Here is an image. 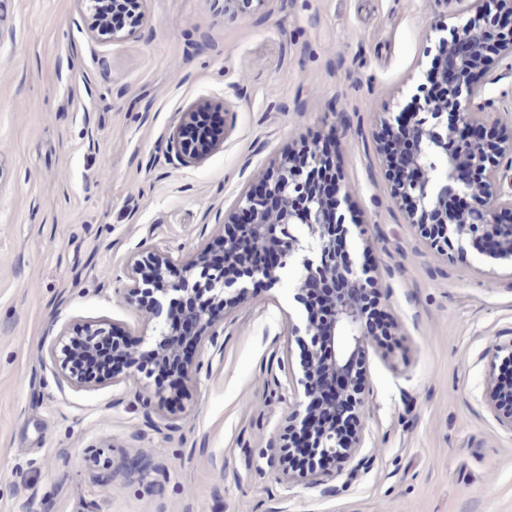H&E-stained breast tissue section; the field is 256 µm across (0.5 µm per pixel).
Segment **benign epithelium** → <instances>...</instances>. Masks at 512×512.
I'll return each mask as SVG.
<instances>
[{
	"mask_svg": "<svg viewBox=\"0 0 512 512\" xmlns=\"http://www.w3.org/2000/svg\"><path fill=\"white\" fill-rule=\"evenodd\" d=\"M82 18L102 43H120L133 27H109L96 12V0H79ZM458 5L454 16L466 15L460 24L444 22L430 26L435 34L438 58L424 73L425 87L412 96L400 112H383L377 123L376 155L385 168L389 194L406 223L412 225L422 244L444 259L464 255L471 248L493 261L512 265V136L504 137L491 103L483 99L479 77L488 73L491 60L510 59L512 70V0H446ZM224 116V105L197 102L181 113L171 134L179 160L200 163L224 144V122L203 124L200 114ZM306 165L297 167L290 151L249 181L218 235L222 249L212 253L208 242L195 253L175 257L150 252L133 261L132 277L146 285L150 300L144 305L145 324L151 334H142L129 346L112 341L101 346L105 336L125 335L112 325L87 324L75 336L64 330L51 348L58 361L59 381L80 389L104 378L109 358L128 362L127 373L145 372L143 357H152L170 372L171 383L151 384L154 395L167 402L189 399V389L201 372L202 344L209 342L213 354L224 350L227 311L248 299L256 302L281 281L288 263L301 260L303 273L297 295L310 291L313 282L326 278L345 284L332 293L322 307L304 311V327L289 326L310 337L303 346L299 373L288 388V433L308 436L319 444L326 458L321 467L300 464L286 454L282 438L270 442V466L288 483L314 487L342 475L366 470L371 457L364 453L367 432L364 423L371 381L366 360L379 351L360 300L362 291L374 290L381 303L388 301L376 265L366 268L336 256V236L354 235L363 220L356 213L345 216L349 188L342 176L327 172L326 192H305V185L320 174L321 158L316 143L301 149ZM430 154L442 163L438 183H433L426 163ZM278 242L277 260L251 266L250 276L226 291L227 271L238 267L244 256L266 251ZM487 355L490 367L482 400L497 422L512 432V381L500 368L512 363V339L494 341ZM345 413L355 421L349 434H341L326 422L331 413Z\"/></svg>",
	"mask_w": 512,
	"mask_h": 512,
	"instance_id": "1",
	"label": "benign epithelium"
}]
</instances>
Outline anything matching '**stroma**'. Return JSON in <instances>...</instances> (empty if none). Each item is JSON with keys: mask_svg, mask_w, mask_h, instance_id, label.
I'll return each mask as SVG.
<instances>
[{"mask_svg": "<svg viewBox=\"0 0 512 512\" xmlns=\"http://www.w3.org/2000/svg\"><path fill=\"white\" fill-rule=\"evenodd\" d=\"M146 15L101 44L78 0H0V512H512V433L480 399L488 346L512 337V269L419 248L373 141L376 113L423 79L433 0H147ZM484 96L512 129L505 63ZM201 100L223 103L224 145L184 164L169 136ZM340 124L350 205L405 329L370 359L368 470L334 492L268 462L299 363L296 261L227 314L192 405L159 407L133 377L60 387L61 330L139 335L136 253L195 251L248 180Z\"/></svg>", "mask_w": 512, "mask_h": 512, "instance_id": "obj_1", "label": "stroma"}]
</instances>
